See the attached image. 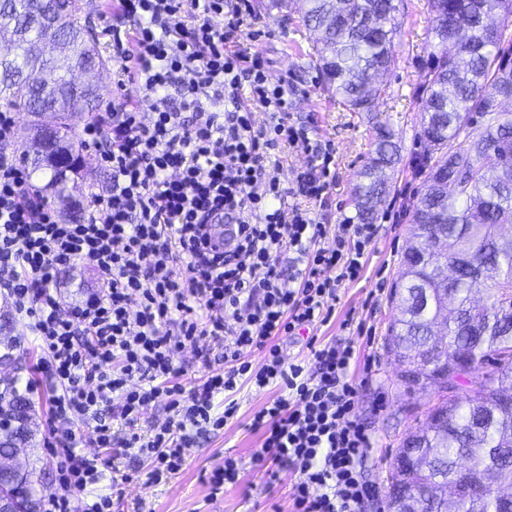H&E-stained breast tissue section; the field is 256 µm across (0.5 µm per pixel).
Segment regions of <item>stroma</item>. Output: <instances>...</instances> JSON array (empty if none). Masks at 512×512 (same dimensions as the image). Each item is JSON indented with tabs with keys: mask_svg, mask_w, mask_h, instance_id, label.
<instances>
[{
	"mask_svg": "<svg viewBox=\"0 0 512 512\" xmlns=\"http://www.w3.org/2000/svg\"><path fill=\"white\" fill-rule=\"evenodd\" d=\"M82 16L99 32V48L104 57L112 55V39L104 35L105 26H124L126 20L116 0H82ZM259 40L243 38L242 45L259 52L267 60L273 79L285 80L294 100L291 118L306 126L311 139L332 144L336 184L323 204L313 205L318 221L346 224L354 220V192L358 172L373 156L377 126L393 130L401 147L400 159L390 173V189L376 219L377 236L366 258L360 278L337 289L335 313L331 320L314 328V335L336 341H352L357 354L355 378L361 383L357 402L360 417L370 427L375 449L368 457L364 473L379 487H386L388 462L408 428L422 420L433 399V392L408 394L398 380L400 367L387 352L385 338L392 316L390 292L399 278L400 256L410 236L409 209L422 188V169L427 145L422 138L420 105L415 90L426 71L431 39L426 0H403L397 15L398 33L394 40L397 63L391 72L379 76L383 89L369 113L346 111L323 90L308 52L307 31L298 14L287 8L269 6L268 0H251ZM355 324L342 328L346 316ZM20 339L9 372L25 387L31 403L36 434L19 455L23 466L40 469L43 482L36 487L37 499H44L56 488L55 462L45 442L49 436L52 390L37 371L42 357L34 339L22 323H15ZM278 389L244 387L237 395V418L216 434L199 440L189 449L186 462L167 483L150 484L145 469L133 460L119 459L118 465L129 479L122 484L119 500L112 512H133L137 502H145L152 512H290L294 471L280 467L275 483H268L262 469L253 467L251 457L259 448L261 434L251 428V418L263 404L276 398ZM242 462L239 480L212 494L208 474L223 465L225 457Z\"/></svg>",
	"mask_w": 512,
	"mask_h": 512,
	"instance_id": "1",
	"label": "stroma"
}]
</instances>
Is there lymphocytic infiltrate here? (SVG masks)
Segmentation results:
<instances>
[{"label":"lymphocytic infiltrate","mask_w":512,"mask_h":512,"mask_svg":"<svg viewBox=\"0 0 512 512\" xmlns=\"http://www.w3.org/2000/svg\"><path fill=\"white\" fill-rule=\"evenodd\" d=\"M119 6L130 25L109 30L115 97L82 128L112 182L90 193L80 222L31 184L12 150L16 115L0 112V289L55 391L49 453L60 478L42 512H112L111 495L82 497L119 483L106 474L109 450L167 482L188 448L236 418L247 385L280 390L253 415L262 443L251 461L272 482L277 464L294 470L293 512H363L377 490L362 470L374 441L357 414L354 349L313 336L290 356L283 344L329 320L374 227L313 218L336 182L334 158L292 121L288 89L260 53L239 49L249 7ZM296 146L310 160L287 186L277 156ZM79 260L97 286L68 303L59 275ZM188 347L208 370L191 383L177 365ZM159 401L165 418L140 432Z\"/></svg>","instance_id":"obj_1"}]
</instances>
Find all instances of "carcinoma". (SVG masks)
<instances>
[{
	"label": "carcinoma",
	"instance_id": "carcinoma-1",
	"mask_svg": "<svg viewBox=\"0 0 512 512\" xmlns=\"http://www.w3.org/2000/svg\"><path fill=\"white\" fill-rule=\"evenodd\" d=\"M301 0L309 58L326 92L350 112H370L382 90L371 78L396 63L395 0ZM432 15L427 73L417 89L422 135L430 146L423 188L410 209L421 256L404 252L392 293L387 349L403 370L410 393L432 390L425 422L408 429L389 464L388 512H404L415 493L424 512H512V496L483 486L467 500L448 498L459 468L470 477L512 476V0H428ZM59 15L55 45L34 55L43 36L41 15ZM0 108L31 117L59 115L56 140L39 145L25 165L45 180L48 199L78 215L68 191L64 159L83 145L76 129L98 109L100 90H77L71 72L103 68L95 30L82 18L81 0H0ZM399 148L377 128L375 157L359 172L356 219L371 224L389 193L387 170ZM470 364L473 394L448 390V374ZM11 378L0 390V456L32 438L31 405ZM36 469L20 470L0 488L7 506L37 512Z\"/></svg>",
	"mask_w": 512,
	"mask_h": 512
}]
</instances>
